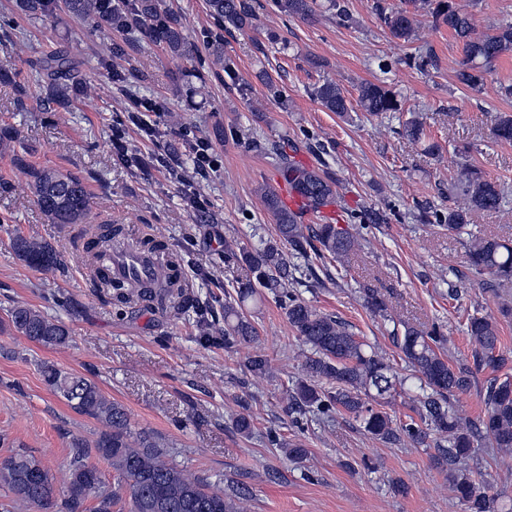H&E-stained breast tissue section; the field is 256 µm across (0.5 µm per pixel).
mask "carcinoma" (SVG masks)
Returning <instances> with one entry per match:
<instances>
[{
    "mask_svg": "<svg viewBox=\"0 0 512 512\" xmlns=\"http://www.w3.org/2000/svg\"><path fill=\"white\" fill-rule=\"evenodd\" d=\"M383 20L390 36L411 44L419 40L417 13L427 8L434 21L448 25L453 35L463 42L465 58L458 71V80L473 90H480L484 74L504 56L512 55V20H502L491 32L474 35L469 14L461 11L452 0H404ZM314 0H273L275 9L290 17L309 19L314 15ZM210 16L219 32L208 35L216 60L224 53V35L220 31L230 26L238 31L256 27L258 15L252 0H207ZM22 9L35 18L50 15L53 0H22ZM69 11L97 23L124 31H138L152 42L159 43L176 56L190 52V40L182 19L169 10L163 0H68ZM404 62L421 72L437 66L430 51L410 54ZM38 82L47 98L61 106L87 84L75 70L68 52H55L34 66ZM0 82L12 87L17 94V106L23 107L26 88L17 82V73L0 66ZM315 96L330 112L343 114L349 110L346 96L338 84L325 81L316 88ZM359 104L373 115L396 112L400 104L396 95L382 85L365 82L359 87ZM493 135L496 140L512 143V115L495 116ZM18 131L0 128V154H9L21 176L18 187L28 189L35 197L39 210L51 224H82L90 207V194L83 181L56 169L36 168L28 163ZM288 144L274 142L270 152L278 160L279 169L288 178L290 187L304 200L306 211L318 213L335 200L337 181L310 167L295 163L287 152ZM505 191L500 184L486 178L473 163L457 166L448 181V197L457 206L444 215L428 211L420 219L428 224H446L458 231L472 214L500 209ZM266 209L276 221V236L262 238L252 248L226 244L229 258L241 260L250 277L237 282L234 292L224 294V327L215 326L212 308L205 309L210 339L224 342L225 348L250 345L258 339L257 330L242 308L265 289L284 309L291 330L306 347L304 377L298 379L291 395L295 409L314 410L320 414L338 408L359 419L363 431L375 440L392 442L404 435L422 443L428 432L439 435L435 442L437 461L448 465V482L454 495L470 503L473 512H492L493 501L485 488L472 482L465 473L473 440L482 434L491 447L512 449V379L497 376L488 380L484 403L486 412L478 424L465 423L456 414L451 398L467 392L473 372L464 363L452 364L440 353L445 338L436 328L423 331L404 327L402 335L393 336L402 359L411 368V375L400 377L393 372L379 351L359 340L341 318L313 308L288 286L297 283L298 264L295 258L307 260L309 275H315L312 257L348 263L356 255L358 224L381 220L372 212L353 217V223L305 224L304 213L284 208L278 194L262 190ZM124 236L120 224L97 225L84 244L88 264L102 272L100 263L112 252V243ZM16 256L26 265L49 271L60 266L56 249L46 241L13 239ZM470 269L477 275L489 274L500 286L512 283V243L496 236H473L467 248ZM168 275L159 284L140 286L138 295L165 303L182 294V280L177 263L166 260ZM98 287L115 292L122 302L130 300L126 288L130 284L106 278ZM9 322L16 333L28 341L45 346L61 347L68 343L69 331L59 322L29 305H17L9 312ZM467 333L480 347L475 354L477 365L504 367L507 359L496 353L499 349L498 324L489 316L471 315ZM41 373L46 385L62 397L74 410L96 419L104 430L94 441V451L117 473L116 482L107 487L98 467L89 462V452L79 448L67 464L68 478L56 488L55 477L36 456L15 448L0 455V485L19 502L41 512H112L119 502L127 504L129 512H240V500L245 491L236 488L222 490L201 479L188 476L169 458V451L154 437L132 430L125 409L109 400L92 381L64 372L45 363ZM416 393L419 421L394 425L385 413L373 409L369 398H385L396 388ZM91 508H86L88 501Z\"/></svg>",
    "mask_w": 512,
    "mask_h": 512,
    "instance_id": "1",
    "label": "carcinoma"
}]
</instances>
